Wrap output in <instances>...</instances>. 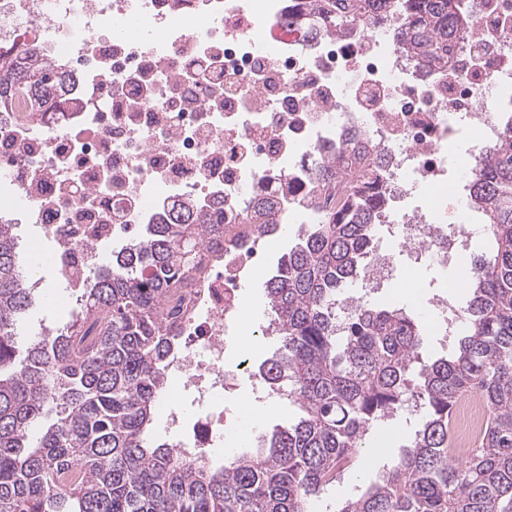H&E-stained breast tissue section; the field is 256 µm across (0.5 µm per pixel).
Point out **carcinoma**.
<instances>
[{
    "mask_svg": "<svg viewBox=\"0 0 512 512\" xmlns=\"http://www.w3.org/2000/svg\"><path fill=\"white\" fill-rule=\"evenodd\" d=\"M470 0H292L325 35L355 36L385 22L419 72L448 75ZM44 48L0 57V102L39 111L65 82ZM502 137L468 178V208L489 226V255L471 264L460 341L449 357L422 358L426 331L402 309L365 303L338 325L336 301L372 260L383 199L368 138L303 177L305 192L224 207L170 209L139 225L135 241L86 274L81 309L52 334L25 339L35 302L15 225L0 223V512H309L342 468L363 459L374 425L422 402L399 461L336 512H512V100ZM303 217L295 242L265 282L280 346L259 367L269 388L300 411L255 448L224 464H190L151 437L182 336L170 317L198 249L224 247L226 224L254 238ZM420 363V380L409 371ZM467 388L490 410L480 446L457 462L454 409Z\"/></svg>",
    "mask_w": 512,
    "mask_h": 512,
    "instance_id": "carcinoma-1",
    "label": "carcinoma"
}]
</instances>
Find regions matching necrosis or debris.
<instances>
[{"label": "necrosis or debris", "mask_w": 512, "mask_h": 512, "mask_svg": "<svg viewBox=\"0 0 512 512\" xmlns=\"http://www.w3.org/2000/svg\"><path fill=\"white\" fill-rule=\"evenodd\" d=\"M476 24L460 41L463 68L436 85L388 32L320 37L265 0H0V53L40 42L68 78L38 112L0 107V215H23L54 242L48 263L78 287L99 249L163 208L228 205L272 190L273 175L306 171L346 133H367L384 156L387 208L378 226L404 251L444 265L470 244L460 207L466 181L498 142V102L512 96V0H470ZM142 13L167 30L135 33ZM458 176L449 179V168ZM427 208L405 209L418 188ZM183 294L192 307L171 369L208 421L169 415L174 447L235 437L244 405L225 398L245 363L229 350L240 288L261 266L249 228ZM392 257L378 250L345 312L382 288Z\"/></svg>", "instance_id": "4bbe7bcc"}]
</instances>
